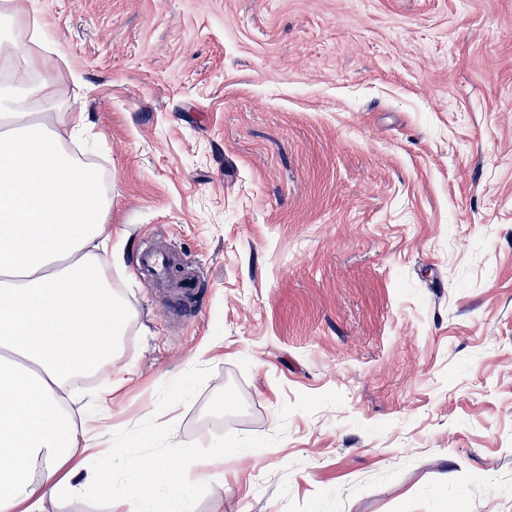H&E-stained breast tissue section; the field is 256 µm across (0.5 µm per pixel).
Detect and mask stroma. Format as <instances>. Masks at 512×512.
Wrapping results in <instances>:
<instances>
[{"mask_svg": "<svg viewBox=\"0 0 512 512\" xmlns=\"http://www.w3.org/2000/svg\"><path fill=\"white\" fill-rule=\"evenodd\" d=\"M29 8L135 311L103 447L174 459L194 512H512V0ZM150 246L198 266L185 309ZM138 262L140 267L148 271L156 280H166L170 275L168 255L165 252H143Z\"/></svg>", "mask_w": 512, "mask_h": 512, "instance_id": "stroma-1", "label": "stroma"}]
</instances>
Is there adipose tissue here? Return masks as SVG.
<instances>
[{"label":"adipose tissue","mask_w":512,"mask_h":512,"mask_svg":"<svg viewBox=\"0 0 512 512\" xmlns=\"http://www.w3.org/2000/svg\"><path fill=\"white\" fill-rule=\"evenodd\" d=\"M0 37V512L111 494L117 471L126 512H193L168 460L100 447L75 420V400L97 407L111 389L77 394L71 380L111 359L133 317L108 283L112 198L98 170L64 148L83 140L86 116L21 0H0Z\"/></svg>","instance_id":"adipose-tissue-1"}]
</instances>
